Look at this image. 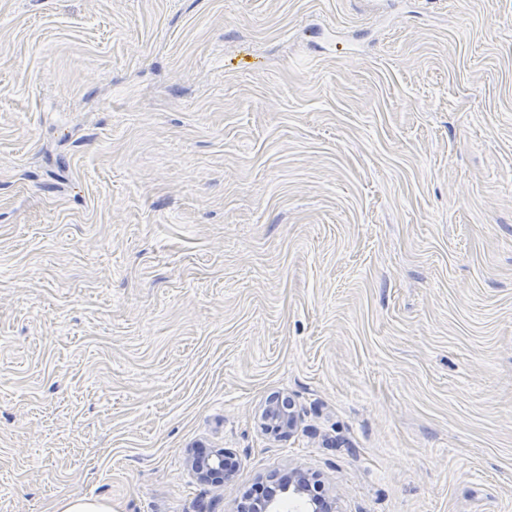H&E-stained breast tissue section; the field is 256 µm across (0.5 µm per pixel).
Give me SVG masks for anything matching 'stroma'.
<instances>
[{
  "mask_svg": "<svg viewBox=\"0 0 512 512\" xmlns=\"http://www.w3.org/2000/svg\"><path fill=\"white\" fill-rule=\"evenodd\" d=\"M291 470L512 512V0H0V512ZM264 423L271 433L283 434L292 428L294 416L284 412L276 401H271L265 409ZM192 466L200 480L221 485L232 478L236 469V464L221 454L195 455Z\"/></svg>",
  "mask_w": 512,
  "mask_h": 512,
  "instance_id": "stroma-1",
  "label": "stroma"
}]
</instances>
